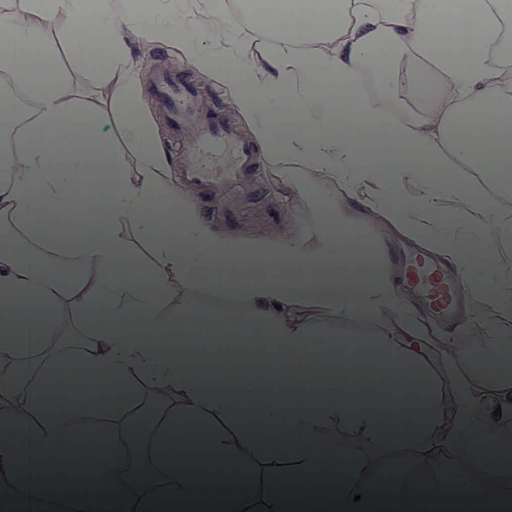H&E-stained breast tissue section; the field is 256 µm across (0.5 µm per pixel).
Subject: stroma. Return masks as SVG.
I'll return each instance as SVG.
<instances>
[{"label":"stroma","mask_w":512,"mask_h":512,"mask_svg":"<svg viewBox=\"0 0 512 512\" xmlns=\"http://www.w3.org/2000/svg\"><path fill=\"white\" fill-rule=\"evenodd\" d=\"M211 12L215 24L224 22V6L219 0H153L151 9H137L127 14V34L125 41L126 58L130 65L139 69L140 101L146 111L158 110L154 97V72L159 66H175L182 70L188 80L201 92L222 91L225 115L232 118L246 131H253L260 124L277 123L287 125V113L293 106L287 90L278 88L273 92V109L264 114L245 115L238 106L239 94L236 88L226 84L220 70L200 69L184 52L183 40H195L199 48L216 61L234 56L242 48L252 49L258 57L275 55L277 49L259 32L243 34L240 30L229 29L223 43L208 41L204 32L193 27L196 13ZM167 24L178 32L177 39L156 42L149 39L146 32L149 27ZM112 147L122 151L129 166H136L139 152L154 147L168 149V132L162 118L154 120L153 130L138 143H129L122 128L112 130ZM258 150L264 165L258 178V188L266 202L280 209L284 215L282 224L276 226H255L251 237L258 241L276 242L288 235H303L314 230L313 218L304 201L288 188L284 174V160L279 151L271 144H259Z\"/></svg>","instance_id":"35a3bbf8"}]
</instances>
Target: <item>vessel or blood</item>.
<instances>
[{
    "instance_id": "vessel-or-blood-1",
    "label": "vessel or blood",
    "mask_w": 512,
    "mask_h": 512,
    "mask_svg": "<svg viewBox=\"0 0 512 512\" xmlns=\"http://www.w3.org/2000/svg\"><path fill=\"white\" fill-rule=\"evenodd\" d=\"M155 95L176 135L174 172L181 182L195 189L212 220L237 225L243 233L250 232L255 224L281 223L280 211L254 202L261 157L250 137L225 117L217 100H204L174 67L157 71ZM221 147L229 149L230 163L223 178L216 180L204 160ZM242 200L252 201V208L245 212L237 209V202ZM401 271L402 288L420 300L426 313L444 321L459 314L460 283L430 253L411 254L403 261Z\"/></svg>"
}]
</instances>
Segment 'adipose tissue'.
Here are the masks:
<instances>
[{
	"label": "adipose tissue",
	"mask_w": 512,
	"mask_h": 512,
	"mask_svg": "<svg viewBox=\"0 0 512 512\" xmlns=\"http://www.w3.org/2000/svg\"><path fill=\"white\" fill-rule=\"evenodd\" d=\"M281 49L259 63L250 49L224 66L244 112L271 109L270 87L296 99L287 127L261 125L256 137L278 145L288 181L316 228L264 244L229 240L200 223L166 177L163 150L140 153L136 170L113 152L103 130L119 119L131 141L153 116L138 106L139 80L125 58V13L115 0H0L10 37L0 72L33 100L0 142V499L116 500L126 487L161 485L218 493L223 470L181 468L158 442L204 422L209 452L243 473L239 493L294 496L295 474L316 469L324 442L347 449L350 478L340 497L358 492L419 495L442 485L460 458L475 476L458 490L472 505L512 496V473L489 469L477 449L496 440L493 412L512 407V384L473 376L474 336L485 324L512 329V43L498 40L512 21V0H286L274 14L237 0ZM72 20L75 45L106 44L93 66L27 69L31 55L54 53L45 35ZM351 127L332 118L336 100ZM317 156L345 189L390 178L382 197L350 209L315 187L306 164ZM177 230L164 232L161 217ZM372 243L371 276L333 279L324 268L338 246L334 226ZM448 264L471 298L453 334L426 326L423 313L390 277L387 235ZM265 264L254 275L249 261ZM249 313L258 349L307 381L288 410L273 394L255 415L233 413L237 395H203L197 339L218 336ZM346 335L349 357L386 358L389 387L404 406L392 420L374 415L371 394L321 395L314 385L329 356L325 316ZM120 375L134 396L107 409L73 397L51 403L60 378ZM272 432V448L258 445ZM90 434L111 448L94 485L82 483L79 448ZM227 468V469H228ZM388 484H381V475Z\"/></svg>",
	"instance_id": "ef3b65f1"
}]
</instances>
